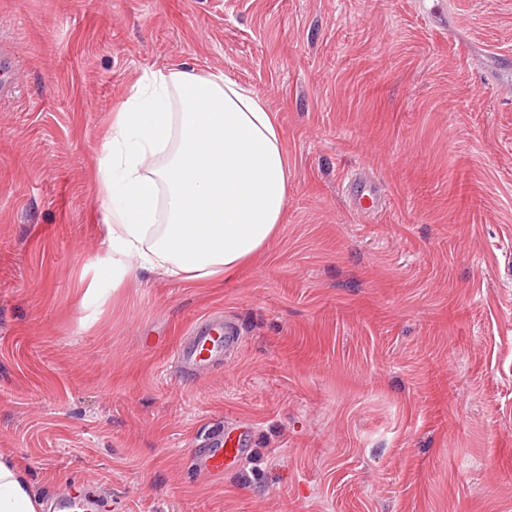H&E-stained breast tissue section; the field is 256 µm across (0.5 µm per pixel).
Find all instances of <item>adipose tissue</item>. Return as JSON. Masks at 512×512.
<instances>
[{"label": "adipose tissue", "mask_w": 512, "mask_h": 512, "mask_svg": "<svg viewBox=\"0 0 512 512\" xmlns=\"http://www.w3.org/2000/svg\"><path fill=\"white\" fill-rule=\"evenodd\" d=\"M112 285L140 270L229 280L279 233L288 157L273 112L224 73L144 72L113 113L99 160ZM0 454V512H43Z\"/></svg>", "instance_id": "1"}]
</instances>
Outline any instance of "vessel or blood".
I'll list each match as a JSON object with an SVG mask.
<instances>
[{
  "instance_id": "vessel-or-blood-1",
  "label": "vessel or blood",
  "mask_w": 512,
  "mask_h": 512,
  "mask_svg": "<svg viewBox=\"0 0 512 512\" xmlns=\"http://www.w3.org/2000/svg\"><path fill=\"white\" fill-rule=\"evenodd\" d=\"M346 190L353 199L356 212L378 208L377 195L372 188L352 181ZM242 344L243 338L233 325L213 316L190 328L173 360L180 375L191 377L210 369L224 355L240 349ZM244 453L242 434L234 431L217 434L206 448L194 455L193 465L198 472L220 474L229 463L240 461ZM62 499L67 512H92L96 504L95 495L89 490H71L64 493Z\"/></svg>"
}]
</instances>
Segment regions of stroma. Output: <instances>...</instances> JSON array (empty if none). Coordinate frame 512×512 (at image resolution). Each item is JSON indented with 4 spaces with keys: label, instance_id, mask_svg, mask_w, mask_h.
<instances>
[{
    "label": "stroma",
    "instance_id": "obj_1",
    "mask_svg": "<svg viewBox=\"0 0 512 512\" xmlns=\"http://www.w3.org/2000/svg\"><path fill=\"white\" fill-rule=\"evenodd\" d=\"M0 452L112 512H512V0H0ZM277 115L280 231L233 279L112 285L98 161L144 71ZM380 186L357 214L352 176ZM245 343L179 378L188 327ZM252 428L240 468L193 449Z\"/></svg>",
    "mask_w": 512,
    "mask_h": 512
}]
</instances>
